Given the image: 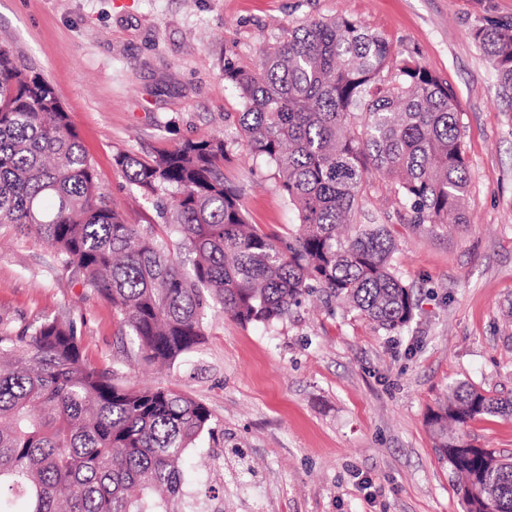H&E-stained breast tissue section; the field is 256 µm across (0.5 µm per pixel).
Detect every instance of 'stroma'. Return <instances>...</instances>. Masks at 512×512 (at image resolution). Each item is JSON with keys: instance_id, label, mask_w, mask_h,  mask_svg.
Instances as JSON below:
<instances>
[{"instance_id": "obj_1", "label": "stroma", "mask_w": 512, "mask_h": 512, "mask_svg": "<svg viewBox=\"0 0 512 512\" xmlns=\"http://www.w3.org/2000/svg\"><path fill=\"white\" fill-rule=\"evenodd\" d=\"M334 16L415 58L462 113L466 224H410L376 176L359 200L357 223L385 226L394 268L420 298L407 328L389 334L312 297L271 330L212 317L183 362L147 367L123 346L110 304L40 240L2 225L0 330L83 319L93 364L203 402L215 433L187 466L206 512H463L426 420L458 380L512 400V92L471 37L474 26L512 21V0H0V45L60 92L129 223L157 224L158 212L113 155L150 157L218 134L229 149L224 179L251 223L285 236L296 214L274 168L236 140L242 105L224 64H253L282 29ZM468 433L512 456V417H481Z\"/></svg>"}]
</instances>
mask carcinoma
<instances>
[{
  "mask_svg": "<svg viewBox=\"0 0 512 512\" xmlns=\"http://www.w3.org/2000/svg\"><path fill=\"white\" fill-rule=\"evenodd\" d=\"M472 36L512 90V23ZM239 93L237 138L275 168L297 213L284 239L249 222L224 182L227 142L188 139L114 164L153 199L162 223L112 209L61 94L0 46V224L53 248L110 305L149 365L169 367L202 343L207 312L265 328L318 294L392 333L412 322L414 288L395 272L382 227L349 235L369 176L394 188L414 224H464L468 171L447 84L383 35L347 17L285 28L252 67L224 64ZM83 323L44 318L0 334V512H192L187 451L213 432L200 401L173 388L116 382L83 351ZM512 415L476 385L451 387L428 424L458 479L464 512H512V460L462 433Z\"/></svg>",
  "mask_w": 512,
  "mask_h": 512,
  "instance_id": "carcinoma-1",
  "label": "carcinoma"
}]
</instances>
